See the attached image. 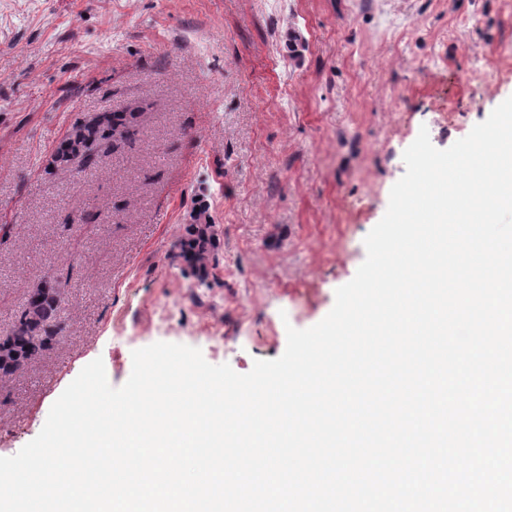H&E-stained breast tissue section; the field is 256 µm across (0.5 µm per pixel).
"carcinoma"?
Instances as JSON below:
<instances>
[{
  "label": "carcinoma",
  "instance_id": "obj_1",
  "mask_svg": "<svg viewBox=\"0 0 512 512\" xmlns=\"http://www.w3.org/2000/svg\"><path fill=\"white\" fill-rule=\"evenodd\" d=\"M136 126L125 118L108 113L92 122L74 127L59 144L53 163L72 168L76 174H88L106 164V141L119 136L127 142L135 139ZM216 247L213 225L198 218L187 226L179 242L180 257L190 273L205 284L210 274L211 256ZM68 279L52 274L28 294L11 333L0 344V376H11L34 362L49 349L64 331L61 307L65 303Z\"/></svg>",
  "mask_w": 512,
  "mask_h": 512
}]
</instances>
